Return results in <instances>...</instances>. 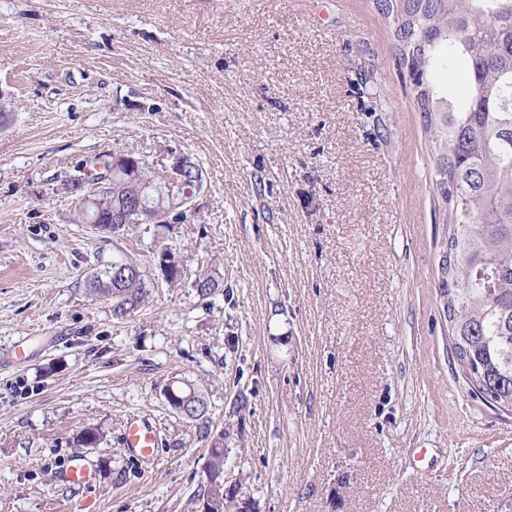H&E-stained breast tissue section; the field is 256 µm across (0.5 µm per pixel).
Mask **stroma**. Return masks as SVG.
Wrapping results in <instances>:
<instances>
[{
	"label": "stroma",
	"mask_w": 512,
	"mask_h": 512,
	"mask_svg": "<svg viewBox=\"0 0 512 512\" xmlns=\"http://www.w3.org/2000/svg\"><path fill=\"white\" fill-rule=\"evenodd\" d=\"M103 152L200 166L184 281L144 227L81 223L63 183ZM433 167L373 0H0V512H197L218 438L250 512H512V413L450 350ZM128 260L148 294L118 320L89 288ZM207 278L208 284L201 283V280ZM200 284V285H199ZM192 287L196 290L200 297L207 298L217 292H223L224 289V276L215 272H201L195 276L192 281ZM180 380H172L164 389L166 396L175 404L173 410L178 411L179 414L185 418H192L196 415V405L192 402L191 393L185 394L181 391ZM123 443L143 462L151 464L159 443V431L148 419L130 417L125 426Z\"/></svg>",
	"instance_id": "obj_1"
}]
</instances>
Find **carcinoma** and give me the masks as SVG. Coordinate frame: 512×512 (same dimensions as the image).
<instances>
[{
  "mask_svg": "<svg viewBox=\"0 0 512 512\" xmlns=\"http://www.w3.org/2000/svg\"><path fill=\"white\" fill-rule=\"evenodd\" d=\"M389 22L399 65L413 86L434 154L433 184L444 207L448 230L440 293L451 330V350L472 391L487 404L512 410V0H375ZM454 71L464 86L454 98L435 80ZM157 182L145 167H121L112 185L95 189L92 202L80 195L72 204L84 224L129 215L134 224H151L127 209L128 194L144 182ZM153 225V224H151ZM165 238L170 224L153 225ZM167 245L154 258L174 283L182 268H166ZM192 287L207 298L224 287V276L201 272ZM90 292L112 302L124 319L143 304V271L130 261L126 277L107 266ZM213 512L224 504V442L211 446L208 483Z\"/></svg>",
  "mask_w": 512,
  "mask_h": 512,
  "instance_id": "cac0c4a2",
  "label": "carcinoma"
}]
</instances>
